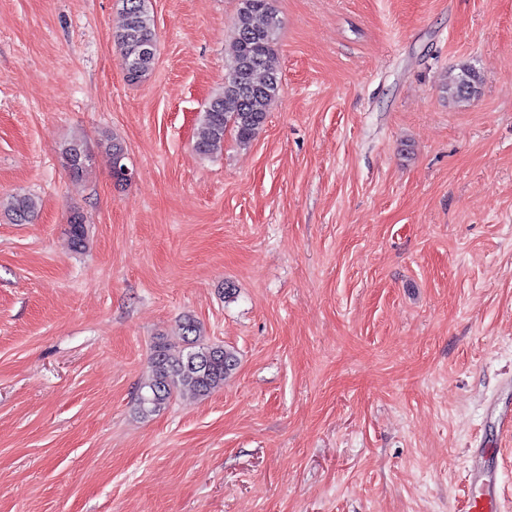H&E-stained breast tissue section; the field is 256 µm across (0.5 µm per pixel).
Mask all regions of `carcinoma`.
Listing matches in <instances>:
<instances>
[{
    "instance_id": "1",
    "label": "carcinoma",
    "mask_w": 512,
    "mask_h": 512,
    "mask_svg": "<svg viewBox=\"0 0 512 512\" xmlns=\"http://www.w3.org/2000/svg\"><path fill=\"white\" fill-rule=\"evenodd\" d=\"M122 22L113 41L125 63L126 78L141 83L152 73L156 55H142L146 44L157 45L156 25L147 0H118ZM236 38L232 44L224 87L212 96L201 117L195 142L196 152L209 157L224 145L231 130L237 143L248 147L262 130L267 112L280 91V70L274 49L279 20L270 0H241L233 21ZM480 76L463 66L448 85V94L468 102L479 94ZM61 154L71 174L83 173L91 158L87 141L75 136L64 143ZM38 199L16 193L0 197V211L13 223L25 224L38 213ZM67 235L76 249L86 247L88 230L83 215L75 211L68 220ZM238 367L236 352L201 339L198 322L184 318L181 341L160 342L151 357L152 376L139 389L135 410L147 418L160 411L175 395L204 397L224 385Z\"/></svg>"
}]
</instances>
